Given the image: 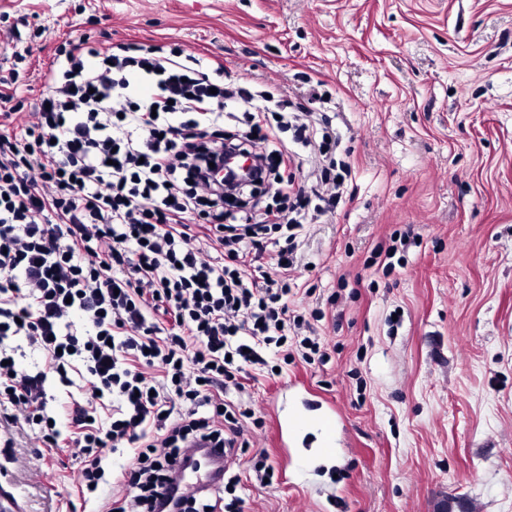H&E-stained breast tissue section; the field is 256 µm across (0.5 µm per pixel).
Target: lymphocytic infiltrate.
<instances>
[{
  "mask_svg": "<svg viewBox=\"0 0 512 512\" xmlns=\"http://www.w3.org/2000/svg\"><path fill=\"white\" fill-rule=\"evenodd\" d=\"M42 81L31 124L0 129V432L77 449L84 496L105 479L102 449L129 448L134 497L104 512H239L224 497L238 477L190 495L176 475L191 446L245 448L251 412L226 395L306 323L288 272L298 229L341 201L326 163L340 138L287 95L226 87L195 56L133 42L59 49ZM302 148L317 156L308 191L287 176ZM260 181L272 203L252 193ZM274 233L276 270L258 274ZM18 337L61 384L93 389L68 442L44 414L47 373L9 360Z\"/></svg>",
  "mask_w": 512,
  "mask_h": 512,
  "instance_id": "lymphocytic-infiltrate-1",
  "label": "lymphocytic infiltrate"
}]
</instances>
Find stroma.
Here are the masks:
<instances>
[{"label": "stroma", "instance_id": "1", "mask_svg": "<svg viewBox=\"0 0 512 512\" xmlns=\"http://www.w3.org/2000/svg\"><path fill=\"white\" fill-rule=\"evenodd\" d=\"M135 41L224 61V80L299 93L335 126L351 165L335 214L296 243L291 309L327 364L255 367L244 392L262 426L229 459L244 512H512V0H0V75L17 110L64 42ZM347 286H340V279ZM334 402L336 452L310 432L282 451L270 425L289 394ZM66 430L83 380H48ZM0 488L23 512H89L81 463L13 431ZM278 478L252 475L259 454ZM310 465L282 477L288 460Z\"/></svg>", "mask_w": 512, "mask_h": 512}]
</instances>
